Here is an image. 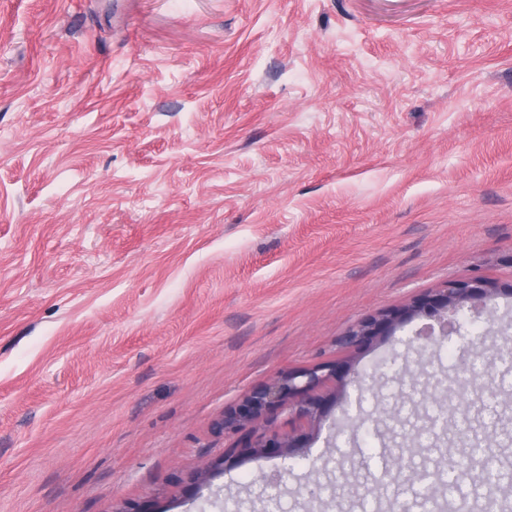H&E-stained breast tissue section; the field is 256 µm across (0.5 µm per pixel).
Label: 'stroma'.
Wrapping results in <instances>:
<instances>
[{
  "mask_svg": "<svg viewBox=\"0 0 512 512\" xmlns=\"http://www.w3.org/2000/svg\"><path fill=\"white\" fill-rule=\"evenodd\" d=\"M512 281V0H0V512H268L227 409L283 370L392 350L359 321ZM477 372L502 370L495 296ZM481 441L512 431V381ZM309 433L276 512L412 501L398 465ZM345 449L352 465L322 469ZM319 488L317 498L309 489Z\"/></svg>",
  "mask_w": 512,
  "mask_h": 512,
  "instance_id": "obj_1",
  "label": "stroma"
}]
</instances>
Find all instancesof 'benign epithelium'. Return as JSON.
Instances as JSON below:
<instances>
[{
	"label": "benign epithelium",
	"mask_w": 512,
	"mask_h": 512,
	"mask_svg": "<svg viewBox=\"0 0 512 512\" xmlns=\"http://www.w3.org/2000/svg\"><path fill=\"white\" fill-rule=\"evenodd\" d=\"M506 292L512 296V283L500 284L483 276L449 280L446 284L415 299L404 308L370 316L351 329L340 339L346 348L370 346L384 336H389L400 325L415 319H427L409 339L420 349L431 350L454 336L468 332L477 338L475 328L488 314V301ZM332 379L345 387L354 384L360 393L371 390L366 377L355 366L344 360L320 365L316 368L282 373L266 383L250 390L241 402L224 412L220 428L226 433L244 434L243 447L251 450L255 459H294L302 456L300 449L307 447L308 435L290 433L282 435L275 430L260 435L250 426L262 417L274 422V416L287 414L304 418L317 424L326 418L331 407L339 403L334 394L324 397L313 394L317 385ZM290 472L288 466L262 473L258 476L263 489L278 488Z\"/></svg>",
	"instance_id": "obj_1"
}]
</instances>
